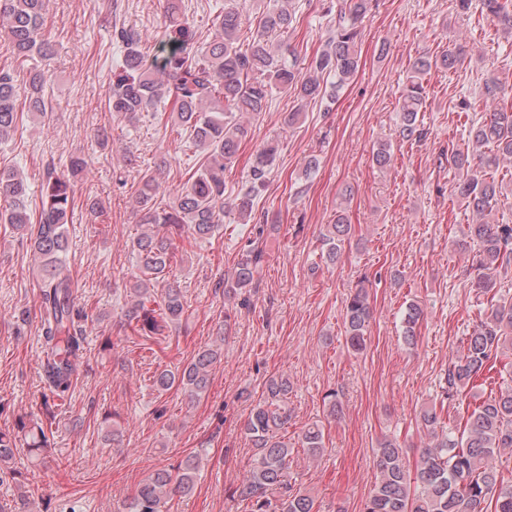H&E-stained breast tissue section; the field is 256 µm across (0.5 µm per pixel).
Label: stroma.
Listing matches in <instances>:
<instances>
[{"label": "stroma", "mask_w": 512, "mask_h": 512, "mask_svg": "<svg viewBox=\"0 0 512 512\" xmlns=\"http://www.w3.org/2000/svg\"><path fill=\"white\" fill-rule=\"evenodd\" d=\"M323 0H300L297 23L279 36L284 49L308 64L328 37ZM133 25L149 58L161 53L162 0H49L45 34L57 44L52 59L23 63L0 48V67H36L50 74V121L24 115L12 139L0 143V167L15 169L38 208L47 167L66 171L72 155L87 167L74 182L72 221L66 224L73 297L86 315L79 375L47 426L44 461L17 459L18 478L0 479V506L9 512H122L150 472L196 454L194 495L172 512H249L232 491L247 477L255 450L244 433L251 409L270 377L290 383L284 430L295 448L288 473L293 486L312 491L321 512H361L377 471L373 450L386 438L408 444L417 461L426 431L421 409L443 402L441 422L463 427L468 406L498 394L501 378L441 401L439 383L461 353L473 323L489 305L477 295V247L460 253L472 214L454 193V169L444 152L464 145L469 122L455 113L460 98L480 101L487 73L512 83V38L491 19L456 13L453 0H374L360 23L361 67L336 102L307 104L295 126L293 93L277 92L224 172V200L232 202L249 166L267 142L278 154L258 209L274 229L265 237L268 262L247 297L218 286L231 276L249 225L227 214L220 233L177 239L172 277L191 315L187 323L145 337L127 323L136 270V224L129 187L146 166L167 158L160 175L176 193L195 162L185 130L165 122L158 105L127 121L105 112L112 73L123 51L112 30ZM463 48L467 62L433 70L421 112L426 136L397 141L398 98L422 56ZM391 142L393 163L372 164L378 143ZM315 170H307L310 158ZM102 206L91 213L90 202ZM344 210L350 243L333 264L320 258V234ZM36 255L27 234L0 224V430L42 414L50 390L44 379ZM372 307L366 348L348 349L344 307L358 281ZM423 311L414 344L402 338L409 305ZM27 313L18 324L19 313ZM111 349H103L104 340ZM223 340L210 385L193 401L179 389L159 391L155 376L191 361ZM338 391L341 411L326 418L323 397ZM323 422L325 452L310 457L296 440L308 424ZM119 427L120 443L106 433Z\"/></svg>", "instance_id": "obj_1"}]
</instances>
